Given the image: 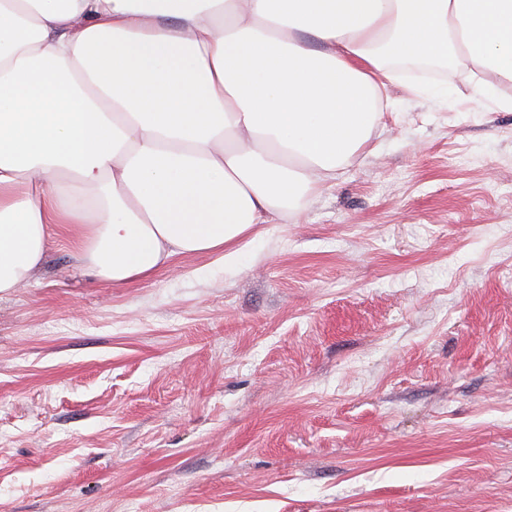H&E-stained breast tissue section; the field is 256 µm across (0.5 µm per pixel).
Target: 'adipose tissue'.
Masks as SVG:
<instances>
[{"instance_id": "1", "label": "adipose tissue", "mask_w": 512, "mask_h": 512, "mask_svg": "<svg viewBox=\"0 0 512 512\" xmlns=\"http://www.w3.org/2000/svg\"><path fill=\"white\" fill-rule=\"evenodd\" d=\"M420 62L512 111V0H0V292L59 224L115 284L176 255L237 263Z\"/></svg>"}]
</instances>
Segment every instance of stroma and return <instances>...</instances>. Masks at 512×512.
I'll use <instances>...</instances> for the list:
<instances>
[{"label":"stroma","instance_id":"obj_1","mask_svg":"<svg viewBox=\"0 0 512 512\" xmlns=\"http://www.w3.org/2000/svg\"><path fill=\"white\" fill-rule=\"evenodd\" d=\"M438 70L238 263L0 293V512H512V111Z\"/></svg>","mask_w":512,"mask_h":512}]
</instances>
